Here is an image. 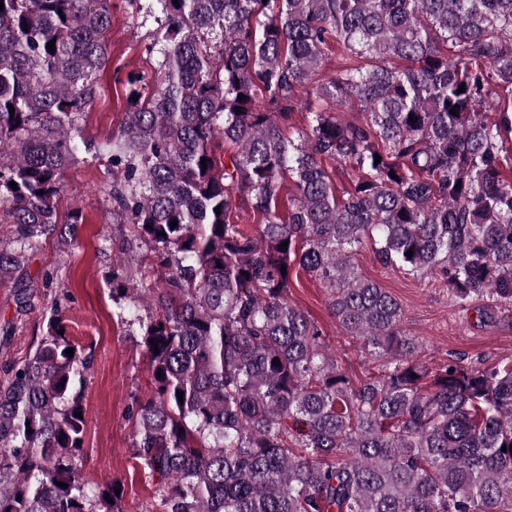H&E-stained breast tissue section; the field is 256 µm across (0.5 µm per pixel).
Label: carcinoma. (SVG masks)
Returning a JSON list of instances; mask_svg holds the SVG:
<instances>
[{
  "label": "carcinoma",
  "instance_id": "obj_1",
  "mask_svg": "<svg viewBox=\"0 0 512 512\" xmlns=\"http://www.w3.org/2000/svg\"><path fill=\"white\" fill-rule=\"evenodd\" d=\"M3 4L0 216L12 239L0 281H13L18 312L32 309L36 289L18 275L58 230L64 174L108 156L112 218L129 225L113 243L124 268L112 302L139 328L153 381L132 410L153 512L512 505V357L423 365L399 301L354 262L369 242L381 265L442 280L461 306L512 304V0H148L160 83L129 78L138 99L105 145L83 138L81 120L110 58V0ZM331 45L346 66L315 84ZM304 94L321 107L304 106L293 139L283 126ZM353 103L362 121L336 119ZM328 162L354 172L341 196ZM246 207L261 223H240ZM295 267L362 342L374 363L363 381L288 300ZM61 329L54 309L0 382V512H118L120 485L77 469L90 360Z\"/></svg>",
  "mask_w": 512,
  "mask_h": 512
}]
</instances>
